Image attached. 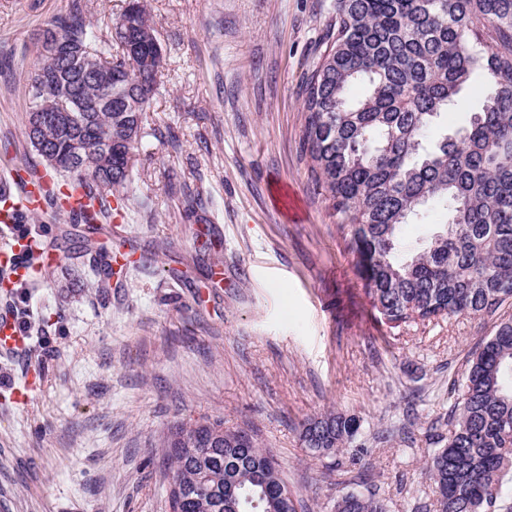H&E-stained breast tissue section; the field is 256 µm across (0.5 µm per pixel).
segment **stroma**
I'll return each mask as SVG.
<instances>
[{
    "instance_id": "stroma-1",
    "label": "stroma",
    "mask_w": 512,
    "mask_h": 512,
    "mask_svg": "<svg viewBox=\"0 0 512 512\" xmlns=\"http://www.w3.org/2000/svg\"><path fill=\"white\" fill-rule=\"evenodd\" d=\"M78 2L105 33L125 4L0 0V160L42 167L24 137L26 83L46 21ZM146 3L163 68L111 224L113 246L141 261L82 287V228L58 218L43 242L60 263L0 287V307L31 321L26 346L0 353V512H168L158 442L201 417L270 450L298 512H332L353 489L389 512L432 503L423 467L495 320L393 328L373 309L351 227L302 150V80L332 0ZM423 211L399 229L403 252L445 226L440 206ZM328 412L359 416L358 465L326 467L303 443L302 423Z\"/></svg>"
}]
</instances>
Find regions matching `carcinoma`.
Segmentation results:
<instances>
[{
  "label": "carcinoma",
  "mask_w": 512,
  "mask_h": 512,
  "mask_svg": "<svg viewBox=\"0 0 512 512\" xmlns=\"http://www.w3.org/2000/svg\"><path fill=\"white\" fill-rule=\"evenodd\" d=\"M135 23L129 37L118 23ZM145 0H129L110 35L77 3L53 17L80 51L77 63L40 58L28 76L24 135L45 167L84 189L72 223L102 267L111 252L98 236L111 223L109 199L131 180L132 156L157 87L143 60L161 50ZM358 83L363 96H352ZM468 91L467 125L434 146L429 123ZM70 111L69 123L38 126L40 114ZM303 148L316 185L353 242L380 318L492 316L512 301V0H334L326 48L303 82ZM71 153L55 166L40 144ZM445 204L448 227L410 255L397 232L429 200ZM448 440L427 462L434 512H512V317L503 318L461 373ZM354 414L304 423L311 454L331 458L361 434ZM224 421H178L162 441L178 487L175 512H296L270 451L244 448ZM334 512H387L375 493L351 491Z\"/></svg>",
  "instance_id": "cac0c4a2"
}]
</instances>
